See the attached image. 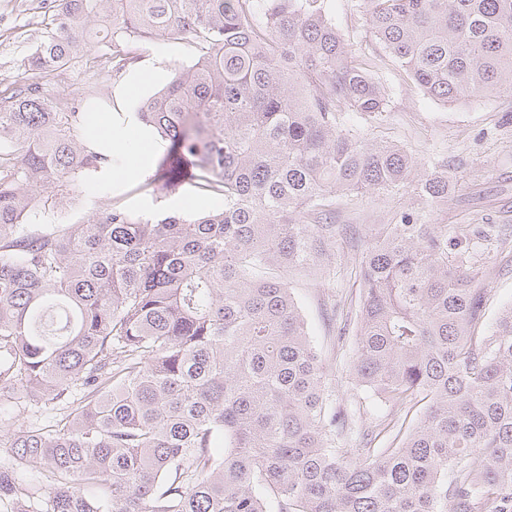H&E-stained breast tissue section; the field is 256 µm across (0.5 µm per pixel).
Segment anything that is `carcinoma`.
<instances>
[{"mask_svg": "<svg viewBox=\"0 0 512 512\" xmlns=\"http://www.w3.org/2000/svg\"><path fill=\"white\" fill-rule=\"evenodd\" d=\"M366 32L429 97L512 91V0H359ZM28 56L47 74L103 43L118 72L149 43L197 60L142 101L169 183L218 213L142 219L115 200L77 224L39 220L112 165L90 146L107 101L66 112L34 82L0 98V464L12 512H512V305L486 336L482 250L424 223L457 176L369 138L387 87L336 29L330 0H51ZM410 202L359 240L352 375L411 409L339 439L288 272L331 274L336 192ZM389 444L371 448L372 435ZM224 444V456L212 449ZM32 470L42 479L18 477ZM57 410H52L51 406L40 407V405H28L23 413V409L19 412L18 408L10 410H1L0 412V438L6 435L17 425L24 423L26 425L45 426L53 424L57 418Z\"/></svg>", "mask_w": 512, "mask_h": 512, "instance_id": "cac0c4a2", "label": "carcinoma"}]
</instances>
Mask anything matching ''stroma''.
<instances>
[{"label": "stroma", "mask_w": 512, "mask_h": 512, "mask_svg": "<svg viewBox=\"0 0 512 512\" xmlns=\"http://www.w3.org/2000/svg\"><path fill=\"white\" fill-rule=\"evenodd\" d=\"M331 14L346 39L361 43L362 52L376 60V72L390 89L387 112L369 129L371 138L403 145L416 159L446 161L449 170L461 172L446 207L428 209L429 224H469L482 231L495 229L500 248L486 254L475 287L486 291L485 325H492L503 306L512 303V93L479 98L467 103L444 104L425 95L384 51L367 38L357 0H331ZM48 9L44 0H0V92L24 86L26 60L46 31ZM194 48L184 43L157 41L122 71L112 69V50L100 47L92 55L74 60L66 69L42 76L43 92L52 98L77 103L84 93L111 103L110 120L128 117L140 100L152 96L169 81L175 68L194 63ZM159 66L160 80L143 86L130 100L118 98L117 89L146 66ZM178 197L199 201L200 212L223 208L220 196L200 192L192 181L170 189L163 198L138 192L133 182L112 184L108 178L75 187V200L49 214L52 223H77L111 199H121L138 216L171 212ZM407 196L383 200L364 193L337 198L336 221L356 225L365 232L370 224H390L407 204ZM359 258L348 240L336 243L334 279L309 272H291L288 286L298 299L310 326L313 344L322 360L328 393L338 408L355 413L361 427L374 428L385 410L371 402L356 386L351 368L355 359V334L359 320V283L350 271ZM352 304L344 318L328 320L326 311L335 300Z\"/></svg>", "instance_id": "obj_1"}]
</instances>
